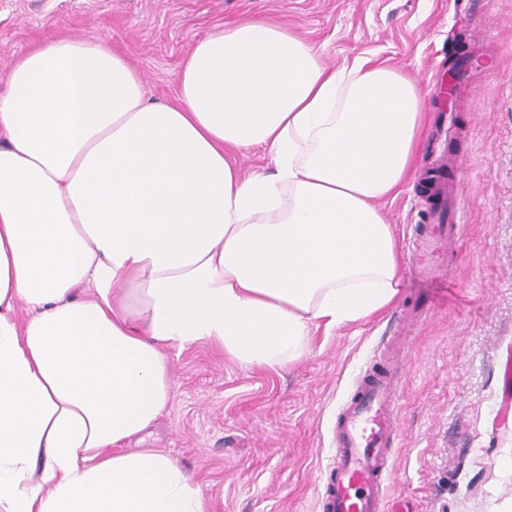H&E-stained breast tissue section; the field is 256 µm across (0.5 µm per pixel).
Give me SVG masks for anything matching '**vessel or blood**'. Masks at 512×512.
Wrapping results in <instances>:
<instances>
[{"mask_svg":"<svg viewBox=\"0 0 512 512\" xmlns=\"http://www.w3.org/2000/svg\"><path fill=\"white\" fill-rule=\"evenodd\" d=\"M428 190L437 207L458 209L459 186L437 177ZM458 234L455 224L427 225L413 243L411 270L435 282H447L448 257ZM398 399V378L392 367H378L360 380L336 417L335 451L318 498L320 512H384L387 487L402 477L391 459L399 437Z\"/></svg>","mask_w":512,"mask_h":512,"instance_id":"vessel-or-blood-1","label":"vessel or blood"}]
</instances>
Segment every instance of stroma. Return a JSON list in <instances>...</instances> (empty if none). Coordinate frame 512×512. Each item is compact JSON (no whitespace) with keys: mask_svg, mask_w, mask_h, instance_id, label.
<instances>
[{"mask_svg":"<svg viewBox=\"0 0 512 512\" xmlns=\"http://www.w3.org/2000/svg\"><path fill=\"white\" fill-rule=\"evenodd\" d=\"M248 17L279 21L331 66L390 65L425 96L414 174L383 203L401 287L383 312L311 336L285 370H245L207 344L171 351V401L146 439L201 485L210 512H318L333 425L362 376L392 349L403 373L386 504L408 512H512V416L502 362L512 351V0H0V93L13 59L48 39L104 38L155 102L194 41ZM468 84L449 83L458 68ZM463 172L448 287L413 274L408 241L430 210L423 172ZM427 318L397 348L401 308Z\"/></svg>","mask_w":512,"mask_h":512,"instance_id":"stroma-1","label":"stroma"}]
</instances>
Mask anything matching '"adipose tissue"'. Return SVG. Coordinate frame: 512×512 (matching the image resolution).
<instances>
[{"label":"adipose tissue","mask_w":512,"mask_h":512,"mask_svg":"<svg viewBox=\"0 0 512 512\" xmlns=\"http://www.w3.org/2000/svg\"><path fill=\"white\" fill-rule=\"evenodd\" d=\"M423 96L265 18L198 39L172 102L106 39L13 61L0 95V512H209L143 441L170 350L282 370L389 306ZM267 150L273 173L236 155Z\"/></svg>","instance_id":"1"}]
</instances>
